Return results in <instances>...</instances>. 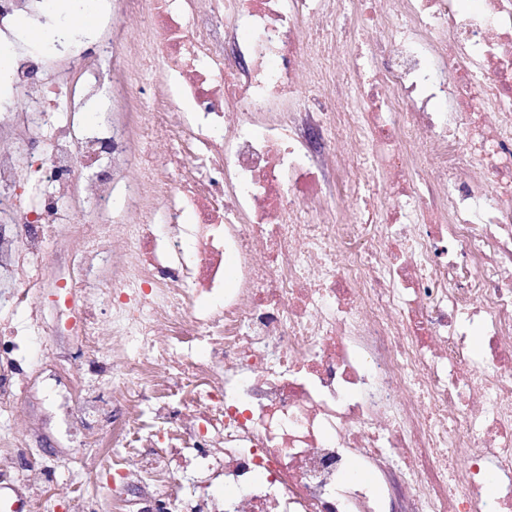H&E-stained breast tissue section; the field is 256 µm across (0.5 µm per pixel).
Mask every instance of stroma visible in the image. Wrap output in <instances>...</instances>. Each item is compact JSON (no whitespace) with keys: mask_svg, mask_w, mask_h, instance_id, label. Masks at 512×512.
<instances>
[{"mask_svg":"<svg viewBox=\"0 0 512 512\" xmlns=\"http://www.w3.org/2000/svg\"><path fill=\"white\" fill-rule=\"evenodd\" d=\"M93 316L97 333L87 339L60 333L29 357L0 347V363L14 359L12 381L22 391L17 413L0 420V488L22 498L25 512H134L144 499L128 478L137 458L116 467L101 461L112 378L93 366L112 365V311L99 307ZM28 457L40 468L26 469Z\"/></svg>","mask_w":512,"mask_h":512,"instance_id":"obj_1","label":"stroma"}]
</instances>
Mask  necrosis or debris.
I'll use <instances>...</instances> for the list:
<instances>
[{
	"instance_id": "1",
	"label": "necrosis or debris",
	"mask_w": 512,
	"mask_h": 512,
	"mask_svg": "<svg viewBox=\"0 0 512 512\" xmlns=\"http://www.w3.org/2000/svg\"><path fill=\"white\" fill-rule=\"evenodd\" d=\"M369 31L386 55L364 49ZM48 38L57 67L28 55L7 75L26 111L0 102V223L15 227L0 277H19L15 312L57 267L81 275L60 288L80 336L95 333L82 308L111 306L112 445L140 456L147 497L385 512L395 492L406 512H512V0H113L92 47ZM105 56L134 120L91 130L71 117ZM300 68L323 99L318 152L298 126ZM101 160L106 176L78 179ZM34 163L36 201L21 183ZM84 209L92 222L72 224Z\"/></svg>"
}]
</instances>
